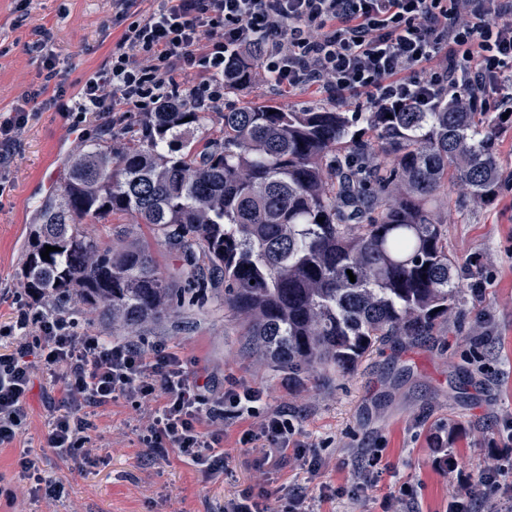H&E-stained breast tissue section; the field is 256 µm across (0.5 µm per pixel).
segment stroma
<instances>
[{
  "label": "stroma",
  "mask_w": 512,
  "mask_h": 512,
  "mask_svg": "<svg viewBox=\"0 0 512 512\" xmlns=\"http://www.w3.org/2000/svg\"><path fill=\"white\" fill-rule=\"evenodd\" d=\"M39 26L49 32L58 80L69 92L103 64L120 34L112 0H0V113L22 106L31 114L0 160L8 174L0 188V327L13 317L34 206L47 183L62 180L85 141L110 140L139 119L135 111L121 122L106 115L75 130L59 104L26 102L42 81L41 62L27 48ZM245 104L288 112L366 109L360 96L334 101L306 90L288 94L267 82L225 94L219 109ZM497 159V199L478 206L458 187L448 211L449 252L477 262L464 282L476 291L464 325L448 321L437 336L387 343L333 379L310 374L296 383L246 348L236 319L215 303L142 332L144 349L163 344L179 352L193 378L213 393L232 383L263 390L265 410L287 412L296 439L321 459L316 479L295 460L273 470L260 449L240 447L242 432L258 426L256 415L225 422L226 463L217 473L197 471L174 450L167 462L151 463L138 441L143 414L122 400L100 412L89 459H61L46 435L63 381L41 373L27 399L25 429L0 446V482L18 488L14 503L0 500V512H224L228 500L248 489L261 494L269 512H282L304 487L319 512H383L392 498L400 512H448L449 500L465 487L477 512H489L492 496L481 478L512 459V128L498 136ZM24 454L45 478L64 485L65 497L20 488ZM324 485L336 489V498L320 499Z\"/></svg>",
  "instance_id": "1"
}]
</instances>
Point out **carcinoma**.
<instances>
[{
	"label": "carcinoma",
	"instance_id": "obj_1",
	"mask_svg": "<svg viewBox=\"0 0 512 512\" xmlns=\"http://www.w3.org/2000/svg\"><path fill=\"white\" fill-rule=\"evenodd\" d=\"M257 67L238 61L228 89L251 84ZM270 110L218 113L200 146L189 134L210 113L175 100L75 153L36 207L24 288L58 316L98 312L116 336L213 296L293 381L342 374L390 336L433 335L461 306L469 265L448 252V184L492 202L503 122L445 102L390 118ZM127 213L175 268L161 270L129 226L113 227L119 250L86 227ZM46 245L56 251L44 259Z\"/></svg>",
	"mask_w": 512,
	"mask_h": 512
}]
</instances>
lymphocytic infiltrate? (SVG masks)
Here are the masks:
<instances>
[{"label":"lymphocytic infiltrate","instance_id":"lymphocytic-infiltrate-1","mask_svg":"<svg viewBox=\"0 0 512 512\" xmlns=\"http://www.w3.org/2000/svg\"><path fill=\"white\" fill-rule=\"evenodd\" d=\"M135 2L112 0L121 35L75 95L56 84L54 56L36 41L45 54L41 88L73 124L109 112H153L177 98L218 104L232 63L247 55L259 58L258 78L281 90L310 89L336 100L362 95L373 112L409 103L431 112L443 100L462 112L512 111V0H156L144 13ZM191 74L202 83L184 84ZM0 335L18 340L0 354L1 446L27 423L39 364L64 383V410L50 418L47 443L67 460L87 458L95 418L124 398L156 405L140 438L151 458L164 461L172 448L215 472L224 466L225 415L251 412L262 398L233 385L213 395L177 353L80 333L25 292L17 293L13 320ZM293 433L287 413L274 411L240 443L261 445L276 466L293 453L317 476L320 459L292 448Z\"/></svg>","mask_w":512,"mask_h":512}]
</instances>
